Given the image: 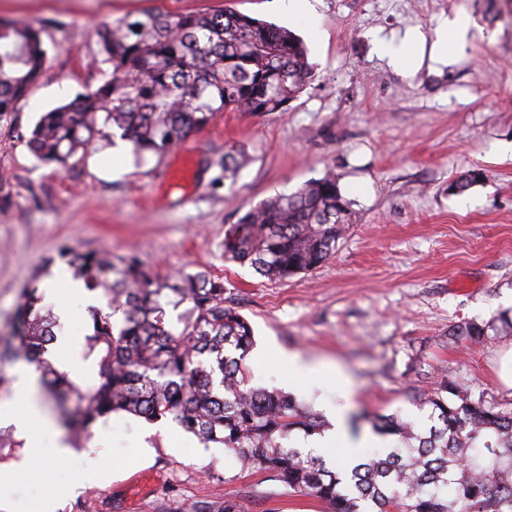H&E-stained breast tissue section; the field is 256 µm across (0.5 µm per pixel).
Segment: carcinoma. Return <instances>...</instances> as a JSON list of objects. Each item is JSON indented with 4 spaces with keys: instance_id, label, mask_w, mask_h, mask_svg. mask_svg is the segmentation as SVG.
<instances>
[{
    "instance_id": "1",
    "label": "carcinoma",
    "mask_w": 512,
    "mask_h": 512,
    "mask_svg": "<svg viewBox=\"0 0 512 512\" xmlns=\"http://www.w3.org/2000/svg\"><path fill=\"white\" fill-rule=\"evenodd\" d=\"M107 78L95 90L44 112L26 145L46 165H64L96 141L116 136L137 161H161L220 112H280L313 80L305 43L292 30L232 11L127 16L100 32ZM47 60L41 32L0 21V114L37 83ZM224 154V177L245 165ZM476 170L448 184L458 195L481 181ZM351 202L332 172L288 195L247 210L224 234V257L268 279L317 269L351 224ZM60 257L105 305L89 312L86 355L97 381L84 390L45 358L57 319L38 289L25 288L13 335L0 339V359L36 365L48 390L68 386L61 423L76 439L98 421L124 412L148 422L170 419L202 442L231 450L247 468L268 472L327 512H512V408L442 377L412 394L431 425L378 415L376 432L398 447L375 453L343 474L284 439L325 424L295 397L252 385L245 356L250 323L226 305L224 279L207 271L162 279L135 255L80 253ZM490 325L463 322L456 339L479 342ZM202 512H241L231 497Z\"/></svg>"
}]
</instances>
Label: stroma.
I'll use <instances>...</instances> for the list:
<instances>
[{
  "mask_svg": "<svg viewBox=\"0 0 512 512\" xmlns=\"http://www.w3.org/2000/svg\"><path fill=\"white\" fill-rule=\"evenodd\" d=\"M316 26L280 0H0V19L39 29L48 50L40 80L0 115V337L13 332L19 293L33 276L67 270L60 246L137 255L155 274L206 270L223 277L229 306L248 319L245 358L254 385L287 390L285 354L347 380L350 435L371 434L370 414L428 425L417 389L448 377L486 400L512 402L498 378L512 334L454 342L464 321L512 316V0H315ZM232 9L297 33L316 76L281 112H221L158 164L131 155L88 156L58 168L39 162L26 137L42 112L99 86L100 31L145 10ZM465 14L470 32L450 64L424 60L407 77L379 58L373 35L427 38ZM241 150L234 181L219 166ZM334 171L352 223L335 252L307 274L268 281L224 257V232L251 206ZM481 184L448 192L461 173ZM11 436L0 464L18 463L0 512H199L235 497L243 512H325L317 499L241 467L232 451L204 444L171 421L125 413L96 423L60 462L52 448L24 463Z\"/></svg>",
  "mask_w": 512,
  "mask_h": 512,
  "instance_id": "1",
  "label": "stroma"
}]
</instances>
